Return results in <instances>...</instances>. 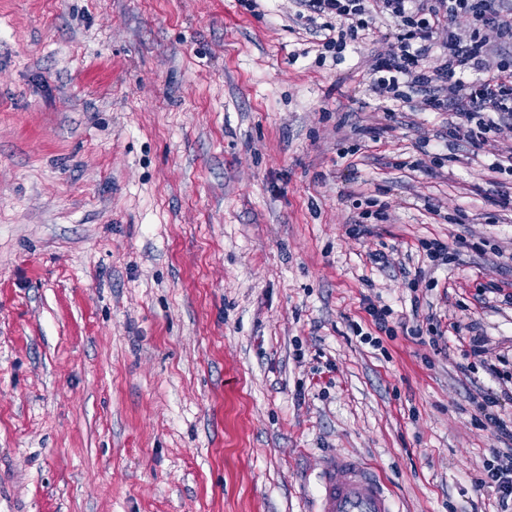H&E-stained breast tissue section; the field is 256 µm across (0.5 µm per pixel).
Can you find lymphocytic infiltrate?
I'll list each match as a JSON object with an SVG mask.
<instances>
[{"mask_svg":"<svg viewBox=\"0 0 512 512\" xmlns=\"http://www.w3.org/2000/svg\"><path fill=\"white\" fill-rule=\"evenodd\" d=\"M322 17L312 27L322 49L342 53L377 19L395 28L390 49L369 79L379 99L409 102L420 95L429 110L451 112L448 136L479 154L498 124L512 123V0H298ZM466 25H456V18Z\"/></svg>","mask_w":512,"mask_h":512,"instance_id":"obj_1","label":"lymphocytic infiltrate"}]
</instances>
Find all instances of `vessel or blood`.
Instances as JSON below:
<instances>
[{"label":"vessel or blood","mask_w":512,"mask_h":512,"mask_svg":"<svg viewBox=\"0 0 512 512\" xmlns=\"http://www.w3.org/2000/svg\"><path fill=\"white\" fill-rule=\"evenodd\" d=\"M317 502V512H396L377 471L350 455H335L325 462Z\"/></svg>","instance_id":"1"}]
</instances>
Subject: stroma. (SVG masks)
<instances>
[{"instance_id": "obj_1", "label": "stroma", "mask_w": 512, "mask_h": 512, "mask_svg": "<svg viewBox=\"0 0 512 512\" xmlns=\"http://www.w3.org/2000/svg\"><path fill=\"white\" fill-rule=\"evenodd\" d=\"M296 11L0 0V512H316L342 453L497 512L473 400L512 423V379L466 354L512 355V173L448 113L376 125L391 30L321 63Z\"/></svg>"}]
</instances>
